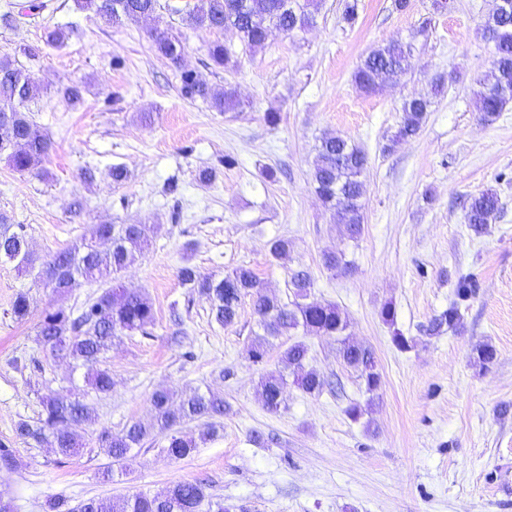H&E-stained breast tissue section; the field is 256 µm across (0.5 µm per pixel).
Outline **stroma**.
<instances>
[{"label":"stroma","mask_w":512,"mask_h":512,"mask_svg":"<svg viewBox=\"0 0 512 512\" xmlns=\"http://www.w3.org/2000/svg\"><path fill=\"white\" fill-rule=\"evenodd\" d=\"M0 0V56L29 69L44 86L30 106L34 123L54 149L47 177L22 175L0 159V212L26 225L38 256L74 245L92 224H150L152 242L121 274L144 291L156 321L149 335L115 339L101 361L113 387L99 394L84 368L56 360L36 341L41 313L52 306L80 311L102 291L82 283L58 297L0 262V447L15 463H0V500L10 512H47L50 499L76 503L93 496L156 494L180 481L200 480L226 512H512V106L490 124L475 108L477 80L490 67L492 45L482 25L494 0H453L446 13L434 0H358L355 25L342 20L343 0H323L315 26L286 36L271 32L246 47L229 31L182 27L185 0H159L154 23L113 26L76 10L74 0ZM179 28L184 68L216 88L235 89L240 105L220 113L179 92L180 73L155 51L150 25ZM68 30L63 46L46 47L43 28ZM236 52L234 67H214L213 41ZM390 41L411 47V69L400 81L365 93L354 82L361 60ZM442 79L415 138L390 145L404 99ZM83 88L71 106L65 84ZM281 115L278 125L267 112ZM327 133L350 137L368 156L364 229L344 237L310 183L312 161ZM127 181L113 185L112 166ZM93 169L94 180L83 177ZM277 172L276 180L265 176ZM213 172L201 182L200 170ZM498 193L501 210L487 233L474 235L464 203ZM81 202V213L71 206ZM291 241L288 260L274 259L271 241ZM327 251L345 253L348 272L324 268ZM192 263L217 278L251 267L281 303L294 299L292 270H307L312 295L336 304L353 340L372 349L381 383L367 391L337 352L335 338L275 339L264 361L247 349L258 330L251 299L228 327L211 317L205 297L189 294L177 272ZM474 278L475 294L461 307L456 330L431 336V319L453 302L457 281ZM26 293L30 314L11 305ZM395 309L383 322L384 304ZM411 342L399 350L394 334ZM305 341L307 367L326 385L316 395L288 385L285 404L268 412L259 380L279 370L291 341ZM488 343L496 359L474 360ZM195 387L224 398L216 438L175 460L155 437L132 449L111 481L100 478L110 458L102 432L152 418L151 396ZM84 396L95 419L70 457L19 438L20 421L36 422L43 397ZM363 409L359 420L346 413ZM262 434L264 443L252 440Z\"/></svg>","instance_id":"obj_1"}]
</instances>
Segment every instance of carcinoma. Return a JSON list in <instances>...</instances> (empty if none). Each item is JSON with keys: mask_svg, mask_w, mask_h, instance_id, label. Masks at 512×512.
Listing matches in <instances>:
<instances>
[{"mask_svg": "<svg viewBox=\"0 0 512 512\" xmlns=\"http://www.w3.org/2000/svg\"><path fill=\"white\" fill-rule=\"evenodd\" d=\"M74 2L78 10L93 13L114 26L126 21L152 20L158 7V0ZM321 7L322 0H188L176 12L181 24L187 28L210 31L233 28L242 43L254 48L264 43L272 28L292 35L313 26ZM483 35L492 43V62L479 80L475 103L480 119L489 123L512 104V14L499 22L494 35L488 26H483ZM151 36L156 51L180 70L183 97L200 99L217 112L239 105L233 89H215L183 68L184 47L179 31L155 29ZM410 56L408 46L403 43L391 41L381 45L362 60L354 74L355 82L372 92L381 71L397 81L408 73ZM208 58L213 66L226 68L233 64L234 54L224 43L214 41L208 47ZM42 92V86L28 69L8 56L0 58V112L14 113L10 137L24 144V149L16 150L13 145L0 141V157L5 158L12 170L35 177L44 176L43 163L54 148L50 137L27 115L30 103ZM430 106L427 97L405 100L392 143L418 135ZM367 165V155L350 139L327 134L320 141L311 168L315 193L337 223L343 226L344 235L352 241L358 240L363 232ZM499 210L497 194L484 191L470 198L467 224L475 233L483 234ZM153 231L150 224H93L79 244L40 260L29 248L26 225L13 224L6 215H0V260L11 262L17 270L33 275L36 281L61 297L69 294L82 280L105 284V289L80 314L75 315L62 305L50 307L43 311L36 326L37 342L50 348L55 358L86 368L85 381L97 393L112 391L110 372L97 367L112 340L125 333L146 334L155 324V310L148 297L117 283L118 274L149 246ZM102 236L112 239L111 249L103 251L93 247L94 241ZM322 263L330 271L351 268L342 253L327 252L323 254ZM178 278L190 292L208 299L211 317L221 326L233 324L243 299L252 298L260 329L247 351L252 362L264 360L270 339L299 328L307 335L338 336L339 353L344 363L359 373L369 391L377 389L380 375L373 352L345 335L348 321L336 305L309 300L313 282L306 270L296 269L290 276L289 283L297 298L290 306L263 292L255 272L248 266H238L224 278L216 279L192 265H184L178 270ZM476 288L475 279H460L456 285V300L432 319L429 334L441 335L457 328L462 318L461 305L472 297ZM307 354L308 347L302 341L288 345L281 353L283 369L261 378L260 392L268 411H278L284 402L288 384L286 370L304 392H322L325 382L315 370L306 368ZM475 354L476 362L484 369L496 358L495 348L488 343L478 345ZM151 403L154 410L151 422L135 421L118 433L105 431L101 434V447L112 458V463H121L131 449L141 447L146 439L158 434L166 436L168 456L184 458L197 448V441L205 442L217 433V427L210 419L224 415V399L197 388L181 392L177 403L173 392L157 390L151 396ZM93 417L94 409L90 404L70 393H58L42 399L38 421L33 425L20 422L17 434L26 441L48 443L58 453L69 456L75 453L81 433ZM198 421L203 422L199 440L182 435L184 425ZM207 498L202 483L183 481L163 493L141 492L127 498L90 497L65 512H200Z\"/></svg>", "mask_w": 512, "mask_h": 512, "instance_id": "carcinoma-1", "label": "carcinoma"}]
</instances>
